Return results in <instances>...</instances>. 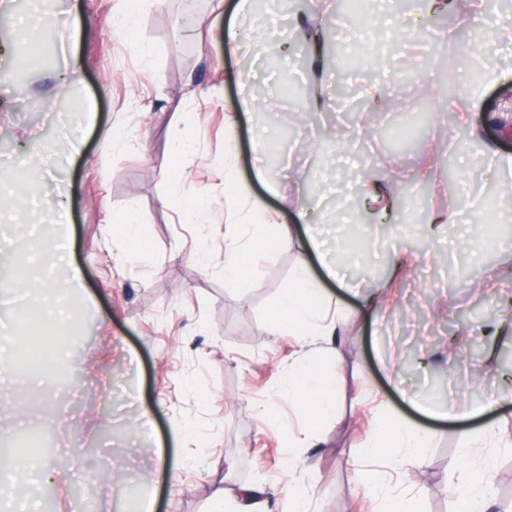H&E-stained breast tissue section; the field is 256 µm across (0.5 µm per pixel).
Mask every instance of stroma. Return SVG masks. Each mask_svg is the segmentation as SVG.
<instances>
[{
  "label": "stroma",
  "instance_id": "1",
  "mask_svg": "<svg viewBox=\"0 0 512 512\" xmlns=\"http://www.w3.org/2000/svg\"><path fill=\"white\" fill-rule=\"evenodd\" d=\"M237 0H205L197 19L184 20L179 0H143L128 13L124 0H59L62 24L51 62L30 51L23 82L0 57V267L27 269L25 279L0 291V311L29 309L48 277L66 266L81 271L82 286L68 292L73 318L68 352L48 361L43 380L65 378L66 392L40 405L31 385L9 378L0 388V429L37 428L54 448L48 464L70 473L72 486L93 483L88 505L74 495L32 484L27 512L47 500L57 512H124L128 495L150 496L156 512H211L224 488L225 512L236 489L263 487L278 506L287 485L288 459L312 489L310 512H380L365 489L362 471L384 476L394 493L412 498L417 512H456L461 433L480 429L471 457L489 461L493 479L489 512H512V290L504 273L512 254L500 240L512 230L473 237L481 203L505 181L487 173L480 154L512 151L494 125L512 96V51L490 56L501 77L481 87L478 107L458 126L451 101L466 102L472 85L441 70L438 33L449 30L466 44L475 27L450 12L418 23L406 0H378L373 17L300 5L309 24L321 25L327 44L355 51L354 71L326 67L327 84L375 83L409 120L414 88L400 63L413 58L420 82L433 90L423 102L433 118L416 149L388 155L361 126L345 124L348 104L334 97L326 111L291 113L280 96L281 67L296 68V38L287 12L272 32L258 30L260 15L241 19L254 33L248 57L224 51V28ZM428 44L382 38L381 30L414 32ZM129 29L132 40L111 36ZM139 41L153 50L141 57ZM78 58V81L67 93L56 77ZM257 110L237 126L241 88ZM93 105L94 123L83 108ZM186 169L166 177L182 131ZM116 135L103 149L104 132ZM80 151H73V143ZM235 145V171L224 152ZM261 145L266 179L253 173L254 145ZM398 178L415 207L453 204L449 223L428 234L427 219H384L362 201L371 179ZM259 200L269 219L309 208L312 224L325 226L331 257L358 287L351 294L326 279L318 261L313 277L345 318L335 336L303 344L291 330L273 327L270 313L296 272L297 243L259 257L244 280L224 273V206L229 179ZM134 211L149 236L146 255H132L121 234L107 227ZM69 242V263L56 260L59 235ZM403 260L392 273L394 256ZM480 277L471 288V277ZM366 296L377 297L374 315L359 316ZM314 357L339 374L336 416L318 424L288 394V366ZM497 399L486 415L469 419L473 405ZM148 411L153 430L142 427ZM452 419H445V412ZM434 427L440 437L424 450L425 465L409 475L395 468L393 453L365 450L370 433L394 417ZM177 474L158 476L155 449Z\"/></svg>",
  "mask_w": 512,
  "mask_h": 512
}]
</instances>
